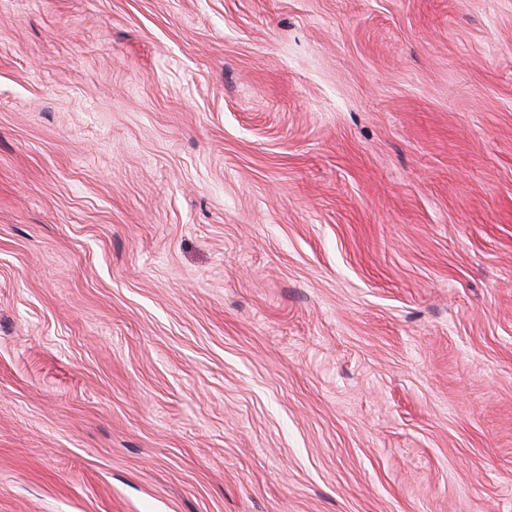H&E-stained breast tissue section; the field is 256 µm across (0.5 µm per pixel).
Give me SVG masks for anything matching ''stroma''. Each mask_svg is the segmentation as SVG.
<instances>
[{
	"instance_id": "stroma-1",
	"label": "stroma",
	"mask_w": 512,
	"mask_h": 512,
	"mask_svg": "<svg viewBox=\"0 0 512 512\" xmlns=\"http://www.w3.org/2000/svg\"><path fill=\"white\" fill-rule=\"evenodd\" d=\"M0 512H512V0H0Z\"/></svg>"
}]
</instances>
